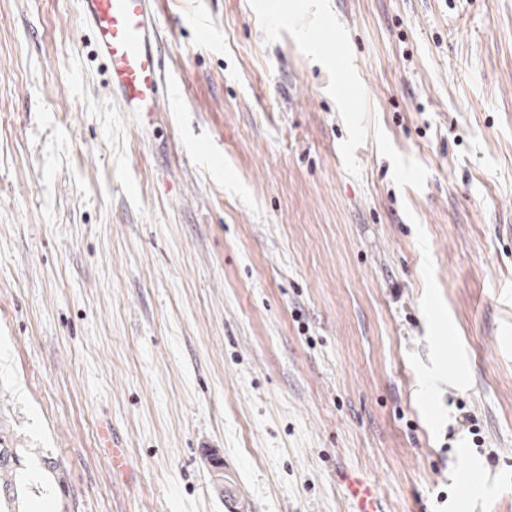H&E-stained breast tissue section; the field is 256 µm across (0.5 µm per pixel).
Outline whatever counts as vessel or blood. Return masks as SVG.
Wrapping results in <instances>:
<instances>
[{"label":"vessel or blood","instance_id":"obj_1","mask_svg":"<svg viewBox=\"0 0 512 512\" xmlns=\"http://www.w3.org/2000/svg\"><path fill=\"white\" fill-rule=\"evenodd\" d=\"M106 68L107 85L120 111L152 121L174 90L164 80V58L155 0H78ZM352 512H384L371 483L359 472L343 473Z\"/></svg>","mask_w":512,"mask_h":512}]
</instances>
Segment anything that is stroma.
<instances>
[{
  "instance_id": "1",
  "label": "stroma",
  "mask_w": 512,
  "mask_h": 512,
  "mask_svg": "<svg viewBox=\"0 0 512 512\" xmlns=\"http://www.w3.org/2000/svg\"><path fill=\"white\" fill-rule=\"evenodd\" d=\"M155 21L178 99L147 127L77 0H0L13 444L68 512H225L226 478L242 512H350L342 466L386 512H512V0Z\"/></svg>"
}]
</instances>
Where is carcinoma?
<instances>
[{
    "instance_id": "obj_1",
    "label": "carcinoma",
    "mask_w": 512,
    "mask_h": 512,
    "mask_svg": "<svg viewBox=\"0 0 512 512\" xmlns=\"http://www.w3.org/2000/svg\"><path fill=\"white\" fill-rule=\"evenodd\" d=\"M35 492L62 497L67 479L57 462L38 448H12L0 433V512H31Z\"/></svg>"
}]
</instances>
